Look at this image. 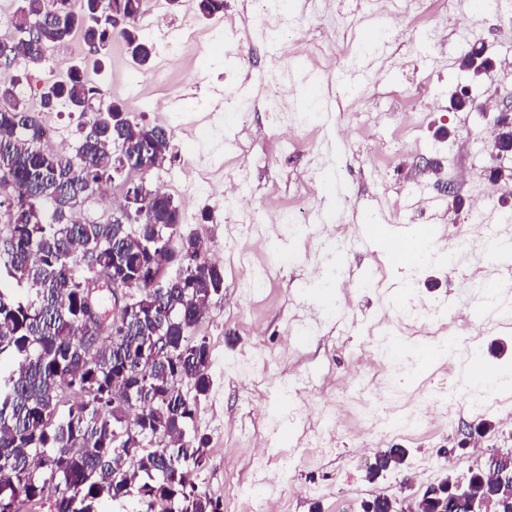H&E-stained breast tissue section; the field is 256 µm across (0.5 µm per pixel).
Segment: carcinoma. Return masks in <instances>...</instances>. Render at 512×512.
Here are the masks:
<instances>
[{
    "mask_svg": "<svg viewBox=\"0 0 512 512\" xmlns=\"http://www.w3.org/2000/svg\"><path fill=\"white\" fill-rule=\"evenodd\" d=\"M144 14V0H18L11 35L0 38V55L14 62L0 76V170L15 190L10 200L0 197L9 241L0 251V504L14 503L15 512H32L47 499L50 512H105L103 502L130 498L139 512L168 501L172 509L163 512H220L218 502L189 489L208 458L206 438L186 431L211 387V354L187 332L203 317L200 302L224 286V268L208 261L199 236L180 234L179 209L150 181L167 159L168 133L132 121L82 65L46 79L36 106L20 91L48 67L51 48L74 36L96 53L118 43L149 65ZM58 105L94 113L70 154L41 146V113ZM124 164L140 169L125 219H75ZM164 232L179 234V249L194 259L164 287L151 288L175 259L158 245ZM84 252L117 275H137L127 319L117 335L109 329L96 341L82 322ZM159 328L167 357L145 373L142 349ZM70 394L76 401L63 411ZM117 395L133 405L116 404ZM405 454L378 451L367 478L399 466ZM468 480L478 499L512 512V499L483 470H470ZM426 509L455 507L442 486Z\"/></svg>",
    "mask_w": 512,
    "mask_h": 512,
    "instance_id": "1",
    "label": "carcinoma"
}]
</instances>
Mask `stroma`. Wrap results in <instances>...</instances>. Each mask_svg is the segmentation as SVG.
Masks as SVG:
<instances>
[{"instance_id": "1", "label": "stroma", "mask_w": 512, "mask_h": 512, "mask_svg": "<svg viewBox=\"0 0 512 512\" xmlns=\"http://www.w3.org/2000/svg\"><path fill=\"white\" fill-rule=\"evenodd\" d=\"M284 13L302 16V34L374 36L372 0H284ZM148 13L167 14L171 24H187L198 39L177 58L164 49L166 35L142 29L155 47L150 67L137 65L121 50L102 59L91 73L95 84L125 101L132 120L160 125L171 149L152 182L170 185V196L183 216V230L203 238L219 253L224 291L213 296L189 336L205 340L211 354L212 387L200 398L194 427L206 436L208 463L194 475L198 490L221 505V512H263L274 497L279 512H362L364 501L384 493L405 499L423 493L446 476H466L477 457L512 450V330H490L493 310L473 303L467 324L474 340L469 350L423 362L424 337L405 340L400 363L383 368L376 355L382 336L370 335L380 319L396 320L410 302L431 305L454 318L468 300V263L440 262L401 266L385 249L358 244L361 218L384 212L379 235L408 243L431 240L442 248L460 234H475L470 209L476 198L493 197L494 223L512 219V201L501 203L503 190L491 185V138L480 108L496 91L512 87V8L476 15L465 0H425L389 48L371 87L370 119L354 118L352 100L336 93L328 75L304 76L301 69L283 81L293 100L292 140L265 112L252 113L245 132L210 121V111L224 92V28L260 25L251 0H224L223 13L206 17L197 0H182L170 11L166 0H146ZM443 19L441 47L418 51V35ZM486 44L498 60L489 76L472 82L459 68L465 46ZM471 88L472 107L447 109L458 87ZM319 155L322 166L309 177L299 153ZM211 161V185L196 188L189 159ZM432 168L425 169L421 160ZM247 163L250 185L235 210L224 207V166ZM341 182L343 196L326 191ZM454 182L461 201L451 209L442 186ZM284 209L311 213L318 235L289 231L278 224L264 245L248 237L226 243L224 227L238 211L267 219ZM252 254V269L239 268L238 252ZM264 271V285H250L253 268ZM298 317L304 346L289 341V317ZM479 358L487 375L508 379V387L487 392L462 383L460 369ZM297 382L303 395L284 392ZM453 388L447 415L427 420L434 384ZM495 422V437L478 451L460 450L467 424ZM407 451L403 465L369 481L375 452Z\"/></svg>"}]
</instances>
